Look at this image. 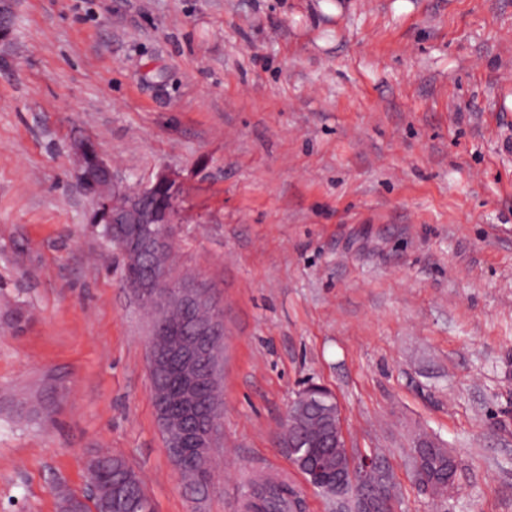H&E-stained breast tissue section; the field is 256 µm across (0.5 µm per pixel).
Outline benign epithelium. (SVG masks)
Instances as JSON below:
<instances>
[{"label":"benign epithelium","mask_w":512,"mask_h":512,"mask_svg":"<svg viewBox=\"0 0 512 512\" xmlns=\"http://www.w3.org/2000/svg\"><path fill=\"white\" fill-rule=\"evenodd\" d=\"M77 146L79 153L88 157L91 164L89 171L82 166L74 169L75 181L85 194L94 197L98 204H108L105 198L95 195L98 183L106 182L112 185L115 194L126 197L124 208L108 212L117 251L121 254L137 253L152 261L153 280L149 287H144L137 280H127L125 285L137 299L148 301L155 312L154 326L148 339L149 371L161 370L169 363L177 378L175 391L158 403L156 414L168 456L179 469L189 451L207 455L214 447L221 419L220 394L214 391L212 399L207 400L202 388L208 374L209 338L224 335V320L211 288L198 279L176 282L171 279L168 267L158 262V257L166 253L175 240V224L145 208L143 202L161 186L169 189L170 195L180 197L182 182L175 173L162 172L156 181L132 189L93 141L83 139ZM172 303L205 312V317L195 325L193 338H184L183 329L166 323V310ZM159 342L169 350L167 363L156 352ZM297 401L336 412L334 462L324 454L307 456L299 451L300 439L293 425L286 427L285 447L308 483L318 487L333 478L338 486H351L358 512H389L392 501L383 496L384 484L374 480L375 476L386 477L388 473L379 460L363 457L355 461L347 448L342 413L335 397L324 387L311 385L298 396Z\"/></svg>","instance_id":"obj_1"}]
</instances>
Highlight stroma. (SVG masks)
Returning a JSON list of instances; mask_svg holds the SVG:
<instances>
[{"instance_id": "1", "label": "stroma", "mask_w": 512, "mask_h": 512, "mask_svg": "<svg viewBox=\"0 0 512 512\" xmlns=\"http://www.w3.org/2000/svg\"><path fill=\"white\" fill-rule=\"evenodd\" d=\"M183 179L175 270L224 315L221 427L185 489L151 321L72 143ZM394 512H512V0H16L0 43V512L124 457L155 512H241L253 473L333 512L282 445L308 384ZM457 461L416 485L422 439Z\"/></svg>"}]
</instances>
